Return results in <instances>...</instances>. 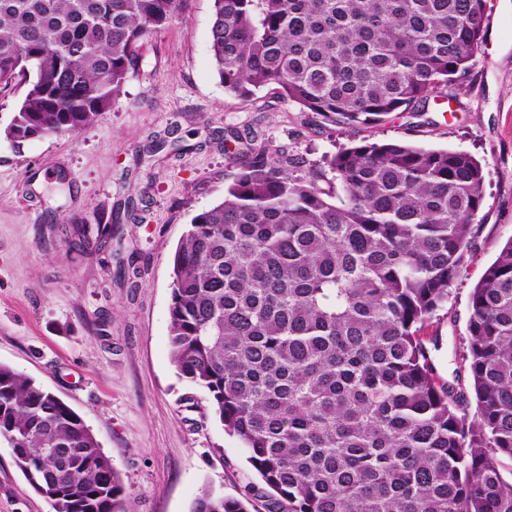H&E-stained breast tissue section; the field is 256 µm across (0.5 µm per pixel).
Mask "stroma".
<instances>
[{
  "label": "stroma",
  "mask_w": 512,
  "mask_h": 512,
  "mask_svg": "<svg viewBox=\"0 0 512 512\" xmlns=\"http://www.w3.org/2000/svg\"><path fill=\"white\" fill-rule=\"evenodd\" d=\"M213 0H185L147 38L111 107L75 135L13 147L0 136V363L33 377L85 421L121 474L129 512H190L209 489L258 482L207 393L170 358L172 256L192 217L222 199L243 141L321 167L373 142L473 154L484 217L448 306L426 335L444 378L466 336L469 292L512 239V0H487V35L452 99L354 126L262 89L225 93L210 50ZM119 224L112 260L69 244L71 219ZM0 512H51L0 444Z\"/></svg>",
  "instance_id": "35a3bbf8"
}]
</instances>
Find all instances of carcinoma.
<instances>
[{"instance_id": "1", "label": "carcinoma", "mask_w": 512, "mask_h": 512, "mask_svg": "<svg viewBox=\"0 0 512 512\" xmlns=\"http://www.w3.org/2000/svg\"><path fill=\"white\" fill-rule=\"evenodd\" d=\"M181 0H0V89L24 99L23 142L80 131L120 95L143 41ZM486 0H214L224 91L270 85L326 118L421 112L466 74ZM224 198L172 258L170 354L205 389L262 485L204 490L191 512H512V239L469 295L461 364L445 381L421 331L445 309L475 237L485 174L472 155L395 142L324 172L248 142ZM85 227L79 250L112 240ZM476 412L470 413L471 405ZM0 442L52 512H127L112 459L82 417L0 364Z\"/></svg>"}]
</instances>
